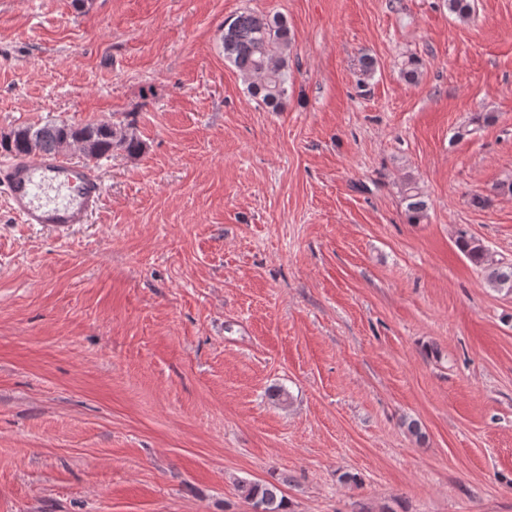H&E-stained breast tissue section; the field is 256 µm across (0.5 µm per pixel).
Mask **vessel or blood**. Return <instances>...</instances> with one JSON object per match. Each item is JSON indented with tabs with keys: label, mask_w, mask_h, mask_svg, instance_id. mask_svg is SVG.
<instances>
[{
	"label": "vessel or blood",
	"mask_w": 512,
	"mask_h": 512,
	"mask_svg": "<svg viewBox=\"0 0 512 512\" xmlns=\"http://www.w3.org/2000/svg\"><path fill=\"white\" fill-rule=\"evenodd\" d=\"M0 189L18 222L57 232L87 223L103 200L99 171L57 153L0 163Z\"/></svg>",
	"instance_id": "b4317fda"
}]
</instances>
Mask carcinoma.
Masks as SVG:
<instances>
[{
	"mask_svg": "<svg viewBox=\"0 0 512 512\" xmlns=\"http://www.w3.org/2000/svg\"><path fill=\"white\" fill-rule=\"evenodd\" d=\"M221 39L224 59L248 82V90L271 111L279 110L288 92V49L294 34L280 15H259L244 11L224 19ZM105 122L80 125L47 122L39 126H22L0 135V151L11 155L61 153L76 145L84 162L92 166L112 156L120 149L129 155L141 151L142 145L128 129ZM403 200L411 220L424 217L428 204L416 182L409 180L403 187ZM459 251L479 268L486 281L495 289L512 293V264L495 260L488 246L465 233L456 239ZM243 498L263 512H286L287 500L278 483L238 482Z\"/></svg>",
	"mask_w": 512,
	"mask_h": 512,
	"instance_id": "1",
	"label": "carcinoma"
}]
</instances>
